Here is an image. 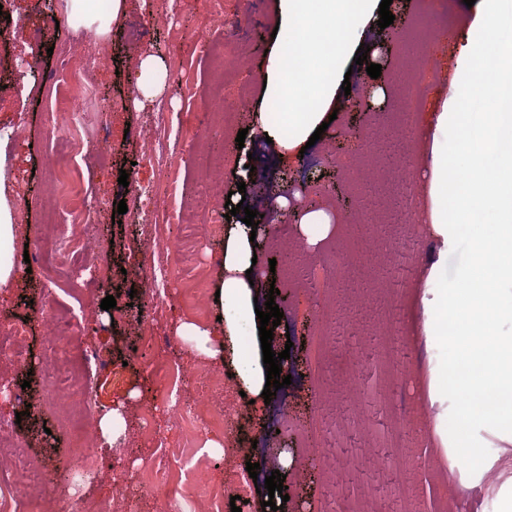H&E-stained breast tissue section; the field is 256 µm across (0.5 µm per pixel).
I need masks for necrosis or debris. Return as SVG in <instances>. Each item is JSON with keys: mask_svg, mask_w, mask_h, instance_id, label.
I'll use <instances>...</instances> for the list:
<instances>
[{"mask_svg": "<svg viewBox=\"0 0 512 512\" xmlns=\"http://www.w3.org/2000/svg\"><path fill=\"white\" fill-rule=\"evenodd\" d=\"M417 17L412 31L405 36L407 52L400 58L393 77L386 85V106L393 119L397 136L402 141L407 156L422 159L421 144L408 132L416 114L424 104L427 85L443 78L440 66L430 61L429 46L441 47L445 32L455 30L461 18L455 9V0H416ZM83 126V109L79 99L56 101L49 113L51 132L72 133L71 169H78L77 159L83 151L82 140L76 134ZM336 163L346 173L352 174L354 184L373 188L381 194L393 186L404 189L408 200L405 205V222H416L412 200L422 197L417 184L407 181L403 169L384 168L377 154L369 157L339 154ZM162 209L168 210L174 221L183 222L184 229L177 239L157 240L156 247L166 257L175 260L181 277L192 276L195 270L197 233L193 222L184 221L182 212L171 208L170 197H161ZM100 201L84 200L77 208L58 209L56 221L62 239L55 246L46 240H37L33 251L44 266L42 288L54 312L49 315V328L44 336L46 352L42 360L45 390L38 405L39 411H49L75 435L80 436L78 448L65 459L68 467L96 473L105 466V460L96 450L97 442L90 432L94 417L91 402L92 383L97 368L91 350L75 355L74 343L85 333V313L91 296L82 288L73 268L81 264L92 267L97 274H105L107 267L100 260L87 236V225ZM159 373L169 382L167 405L179 423L189 432H197L221 423L232 428L230 416L213 421L208 405L185 403L180 393L183 368L170 364L166 359L157 362ZM50 481V475L37 457L16 438L8 423L0 422V512H45L41 489Z\"/></svg>", "mask_w": 512, "mask_h": 512, "instance_id": "necrosis-or-debris-1", "label": "necrosis or debris"}]
</instances>
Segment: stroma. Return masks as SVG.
Segmentation results:
<instances>
[{
  "instance_id": "35a3bbf8",
  "label": "stroma",
  "mask_w": 512,
  "mask_h": 512,
  "mask_svg": "<svg viewBox=\"0 0 512 512\" xmlns=\"http://www.w3.org/2000/svg\"><path fill=\"white\" fill-rule=\"evenodd\" d=\"M89 0H11L12 23L0 37V79L11 89L0 94V174L5 177V197L13 211H25L17 252H24L36 234H48L57 208L82 198H96L104 210L97 217L98 241L110 271L96 286V300L86 312L84 347L98 356L92 403L96 415L122 408L126 425L117 446L99 445L105 456L119 455L121 471L105 469L91 481L79 485L55 483L42 495L49 512L59 502L78 500L111 503L112 512H165L168 498L178 499L182 512H210L208 499L183 480L176 468L168 484L167 498L139 499L122 491L125 475H136L159 461L162 448H181L192 459H203L210 470L242 469L247 462L267 456L279 462L289 499L282 512H437L449 465L467 470L470 460L458 456L448 461L442 449L423 443L418 433L416 410L425 408L421 367L428 355L411 338V297L429 262L434 246L400 224H350L339 237L315 247L308 255L318 257L327 250L347 251L357 267L328 279L319 294L290 286L284 275L268 272L278 294L275 303L283 314L273 333L272 346L289 350L295 365L292 382L280 389L276 399L262 407L242 397L236 368L200 352L193 341L177 334L178 326L192 321L205 328L217 327L221 310L215 288L224 275L226 222L223 199H216L215 215L198 228L199 277L194 281L174 278L160 300H150L145 273L158 260L154 241L175 238L180 224L166 221L155 194L166 182H175L179 205L190 206L203 180L194 167L193 153L207 148L224 156L225 167L235 164L233 155L223 154L218 138L224 133V104L211 96L214 63L195 54L191 39L205 32L216 47L225 48L226 58L235 59L234 75L249 85L247 110L261 111L264 76L279 22L278 0H223V24L209 23L204 0H126L118 18L88 9ZM57 19L58 25L35 30L39 20ZM106 50V61L94 69L96 98L86 101L81 136L90 143L81 162V175L70 172L66 158V136L46 145L43 128L55 90L48 77L58 61L72 51L96 53ZM152 57L166 69H179L178 82L163 81L161 90L146 89L141 71L143 59ZM384 117L371 113L347 115L338 111L320 139L307 149L302 161L288 162L281 148L266 143L256 131L235 122V130L246 133L253 150V178L259 185L246 198L247 205L266 215L279 211L278 196L268 186L284 177L296 180L295 191L307 196L300 182L303 165L324 170L340 206L357 207L349 195L347 177L328 158L327 145L351 126H378ZM154 128L159 147L151 160H143L140 132ZM108 144L98 156L94 144ZM127 172V185H119L120 172ZM130 207L113 222L120 201ZM375 259L358 261L366 249ZM39 271L23 273L18 284L0 292V320L26 321L30 330L29 359L32 367L0 377V421L11 423L13 433L31 442L44 457L48 469L59 472L60 463L75 448V439L48 414L21 415L11 396L23 388L27 403L43 394L39 360L43 351L44 323L31 310L44 303L37 286ZM113 296L115 308L104 310L101 299ZM392 333L379 335L383 322ZM329 325L334 355L327 365L317 364V335ZM152 328L169 337L168 360L191 370L184 379L185 397L196 401L203 378L221 380L224 405L234 416L235 431L222 439L219 451L205 448L203 441L187 442L184 426L178 424L164 399V379L153 368L155 352L143 344L140 334ZM150 418H142L144 407ZM310 427L312 447H303L289 430L258 435L252 419L263 412L279 417L281 411ZM483 456L494 466L477 486L457 483L448 500V512H501L498 489L512 476L507 461L512 447L490 445Z\"/></svg>"
}]
</instances>
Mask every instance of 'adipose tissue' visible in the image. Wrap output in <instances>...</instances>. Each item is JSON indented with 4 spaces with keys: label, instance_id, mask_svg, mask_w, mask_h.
Here are the masks:
<instances>
[{
    "label": "adipose tissue",
    "instance_id": "ef3b65f1",
    "mask_svg": "<svg viewBox=\"0 0 512 512\" xmlns=\"http://www.w3.org/2000/svg\"><path fill=\"white\" fill-rule=\"evenodd\" d=\"M378 0H279L281 25L266 74V102L256 124L291 157L336 103L350 52L374 25ZM512 0H476L460 30L455 79L471 96L484 95L489 66L512 75ZM501 112H463L452 100L419 120L428 191L417 214L437 254L415 294L414 337L429 353L426 398L434 415L426 441L448 459L470 452L465 475L481 483L491 462L480 450L490 440L512 446V96ZM18 226L0 195V290L18 280ZM466 251L456 273L449 254ZM257 250L246 224L224 236L219 303L224 324L206 329L182 323L179 335L198 340L209 357L227 360L241 324L258 326V286L246 272Z\"/></svg>",
    "mask_w": 512,
    "mask_h": 512
}]
</instances>
